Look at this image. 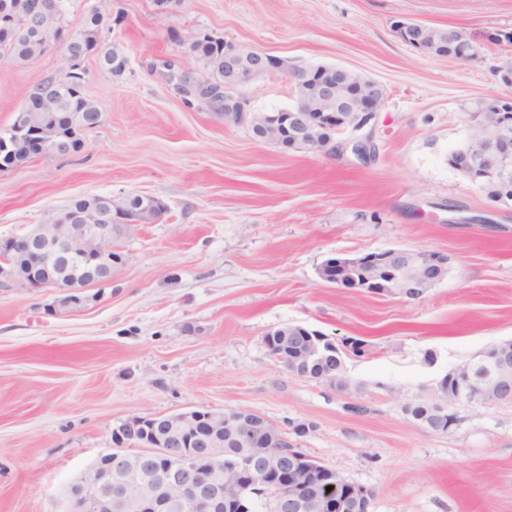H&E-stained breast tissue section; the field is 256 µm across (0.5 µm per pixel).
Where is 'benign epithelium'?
Wrapping results in <instances>:
<instances>
[{
	"instance_id": "obj_1",
	"label": "benign epithelium",
	"mask_w": 512,
	"mask_h": 512,
	"mask_svg": "<svg viewBox=\"0 0 512 512\" xmlns=\"http://www.w3.org/2000/svg\"><path fill=\"white\" fill-rule=\"evenodd\" d=\"M396 35L418 52L432 57L467 61L475 47L464 34L447 45L427 40L426 26L398 20ZM224 85L201 91L224 102V120L249 125L258 142L274 144L285 151L351 150L356 156L370 155L365 139L336 141L348 130L369 124L384 101L382 87L339 66L292 64L262 52L234 45L224 46ZM283 75L297 87L295 106L280 112L247 108V100L234 90L267 76ZM474 124L461 150L449 163L474 182L488 200L506 204L512 197V95H499L479 102ZM35 145H50L48 152L73 153L53 130L38 126L29 133ZM151 203L132 212L127 198L107 203L102 210H80L67 216L58 212L52 222L33 225L23 234L0 238V287L21 284L27 288H52L53 310L79 307L90 300L85 289L112 278V267L123 261L114 239L129 234L141 224L154 222ZM360 270L369 293L418 299L448 273V257L436 252L385 250L353 258L330 257L319 269L320 279L344 286L347 271ZM291 327L283 325L269 333L265 344L271 355L284 361ZM313 352H332L336 344L322 333L301 327ZM469 384L475 399H512V344L496 345L480 357L449 372ZM466 398L448 394V379L440 382L434 406L437 417L424 420L425 427L447 432L454 418L447 408ZM234 424L246 445V463L224 457V425ZM113 449L103 454L70 486L69 512H178L190 502L192 512H249L241 493L249 478L261 483L275 498L279 512H370L372 495L366 488L345 479V497L321 494L318 477L331 469L303 455L288 438V432L266 417L247 409L230 414L193 409L163 416H132L112 436ZM165 457L186 459L181 472L156 485L133 465L153 463Z\"/></svg>"
}]
</instances>
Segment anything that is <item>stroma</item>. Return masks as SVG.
Masks as SVG:
<instances>
[{
	"label": "stroma",
	"instance_id": "1",
	"mask_svg": "<svg viewBox=\"0 0 512 512\" xmlns=\"http://www.w3.org/2000/svg\"><path fill=\"white\" fill-rule=\"evenodd\" d=\"M96 5L128 66L116 77L85 58L102 121L80 151L0 172V237L81 196L148 195L166 210L116 239L125 261L85 307L53 313V290L0 288V512H65L70 484L129 417L227 408L310 424L297 448L371 490V512H512V402L456 404L446 433L405 411L512 339V206L448 163L474 103L504 90L512 43L492 36L512 32V0H69L66 29ZM400 19L461 31L476 54L423 55L394 33ZM203 34L379 82L384 102L359 132L371 156L285 151L187 106L162 64L207 76L188 50ZM68 71L60 49L24 67L0 60V130ZM239 93L259 111L298 97L283 76ZM390 249L444 254L450 270L416 300L318 275L328 258ZM285 324L364 341L344 357L348 390L270 355L264 337Z\"/></svg>",
	"mask_w": 512,
	"mask_h": 512
}]
</instances>
